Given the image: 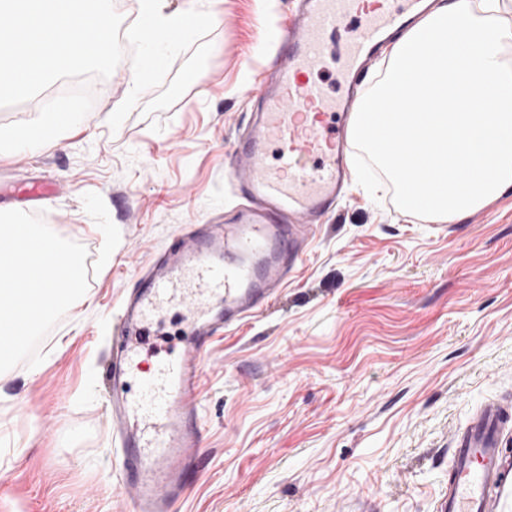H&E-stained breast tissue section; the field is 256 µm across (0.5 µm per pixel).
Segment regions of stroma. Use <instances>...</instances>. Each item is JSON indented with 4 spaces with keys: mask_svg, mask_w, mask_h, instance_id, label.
Segmentation results:
<instances>
[{
    "mask_svg": "<svg viewBox=\"0 0 512 512\" xmlns=\"http://www.w3.org/2000/svg\"><path fill=\"white\" fill-rule=\"evenodd\" d=\"M94 104L50 144L0 162V210L52 184L53 230L96 263L82 304L51 331L44 361L0 373V512H120L103 379L112 323L164 247L244 204L227 174L274 68L271 30L295 0H201L215 14L169 46L161 68L138 37ZM194 72L195 87L183 78ZM346 199L256 316L202 354V449L179 512H433L452 437L488 399H512V191L454 221L403 214L354 146ZM187 327L170 307L150 366Z\"/></svg>",
    "mask_w": 512,
    "mask_h": 512,
    "instance_id": "35a3bbf8",
    "label": "stroma"
}]
</instances>
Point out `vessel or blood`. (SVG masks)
Returning a JSON list of instances; mask_svg holds the SVG:
<instances>
[{"mask_svg": "<svg viewBox=\"0 0 512 512\" xmlns=\"http://www.w3.org/2000/svg\"><path fill=\"white\" fill-rule=\"evenodd\" d=\"M423 0H299L278 26L276 70L253 92L262 102L238 139L230 176L253 204L234 224H198L179 236L126 292L105 376L112 387V435L123 457L124 512H174L200 456L201 347L215 332L273 300L306 253L321 218L348 191L350 113L358 87L394 28L413 23ZM356 21L337 46L336 30ZM340 64L346 91L317 73ZM170 305L191 315L177 356L140 367L150 323ZM512 401L489 400L456 437L448 489L436 512H505L512 469L502 445Z\"/></svg>", "mask_w": 512, "mask_h": 512, "instance_id": "vessel-or-blood-1", "label": "vessel or blood"}]
</instances>
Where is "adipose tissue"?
Wrapping results in <instances>:
<instances>
[{"instance_id": "ef3b65f1", "label": "adipose tissue", "mask_w": 512, "mask_h": 512, "mask_svg": "<svg viewBox=\"0 0 512 512\" xmlns=\"http://www.w3.org/2000/svg\"><path fill=\"white\" fill-rule=\"evenodd\" d=\"M510 42L512 0H438L392 44L357 108L356 140L401 212L449 221L512 190V65L501 55Z\"/></svg>"}]
</instances>
